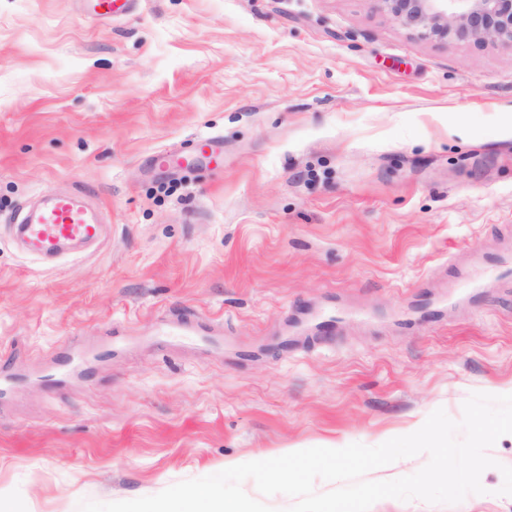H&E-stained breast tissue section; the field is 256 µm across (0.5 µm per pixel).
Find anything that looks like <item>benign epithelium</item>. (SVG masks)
Returning a JSON list of instances; mask_svg holds the SVG:
<instances>
[{"mask_svg": "<svg viewBox=\"0 0 512 512\" xmlns=\"http://www.w3.org/2000/svg\"><path fill=\"white\" fill-rule=\"evenodd\" d=\"M381 11L423 39L512 49V0H376Z\"/></svg>", "mask_w": 512, "mask_h": 512, "instance_id": "1", "label": "benign epithelium"}]
</instances>
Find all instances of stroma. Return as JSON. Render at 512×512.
Masks as SVG:
<instances>
[{
    "label": "stroma",
    "instance_id": "1",
    "mask_svg": "<svg viewBox=\"0 0 512 512\" xmlns=\"http://www.w3.org/2000/svg\"><path fill=\"white\" fill-rule=\"evenodd\" d=\"M61 193L104 233L47 261L14 227ZM492 253L512 256L511 49L420 38L375 0H134L109 20L0 0L12 512L376 446L512 394V285L453 286ZM176 310L221 328L158 345ZM65 353L82 369L45 383ZM481 484L371 512H512L499 468Z\"/></svg>",
    "mask_w": 512,
    "mask_h": 512
}]
</instances>
